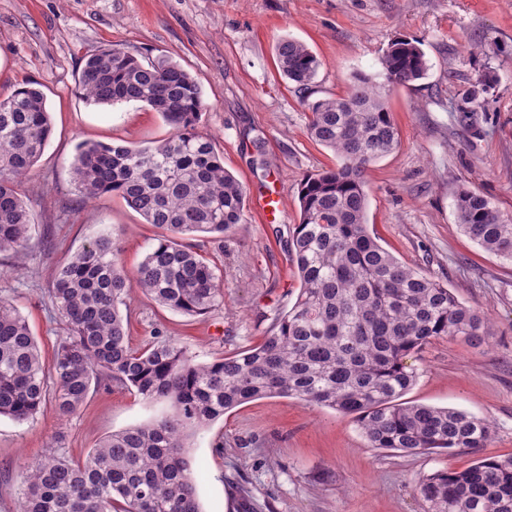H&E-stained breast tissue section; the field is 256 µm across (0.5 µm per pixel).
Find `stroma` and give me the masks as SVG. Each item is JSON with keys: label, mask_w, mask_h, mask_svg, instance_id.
Segmentation results:
<instances>
[{"label": "stroma", "mask_w": 512, "mask_h": 512, "mask_svg": "<svg viewBox=\"0 0 512 512\" xmlns=\"http://www.w3.org/2000/svg\"><path fill=\"white\" fill-rule=\"evenodd\" d=\"M289 36L320 61L302 89L277 70L274 45ZM419 44L429 70L387 97L400 143L366 174L368 224L379 244L440 281L491 324L482 343L440 338L412 353L409 401L489 420L487 447L409 454L369 447L356 421L288 397L226 411L190 440L202 512H426L416 484L484 457L512 455V263L460 230L463 188L512 217V0H0V93L31 86L46 98L53 134L24 190L33 216L22 270L0 256V297L11 298L51 356L63 331L48 296V272L103 231L135 268L159 230L119 196L83 200L71 166L82 142L147 146L172 129L145 104L86 102L78 78L87 56L118 44L141 62L169 58L198 82L206 104L197 128L213 138L246 190V221L223 240L192 246L217 258L224 304L187 316L143 294L127 302L130 344L153 331L186 341L196 361L262 342L300 292L288 238L300 221L302 179L335 167L307 132L309 102L345 94L356 74L379 76L389 44ZM489 79L481 106L463 93ZM274 194L268 220L255 196ZM164 405L120 385L92 389L71 417L45 405L30 422L0 417V512H17L23 473L46 448L82 459L104 437L161 416Z\"/></svg>", "instance_id": "stroma-1"}]
</instances>
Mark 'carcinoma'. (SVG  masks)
<instances>
[{
  "label": "carcinoma",
  "instance_id": "obj_1",
  "mask_svg": "<svg viewBox=\"0 0 512 512\" xmlns=\"http://www.w3.org/2000/svg\"><path fill=\"white\" fill-rule=\"evenodd\" d=\"M274 53L284 78L300 87L313 83L320 61L305 43L280 38ZM382 65L384 81L358 74L345 95L308 104V135L337 165L300 183V223L288 241L301 284L294 306L275 318L259 345L197 363L187 346L157 333L131 347L121 306L135 292L189 316L224 304L215 267L185 239L209 233L222 240L244 223L243 184L224 169L214 141L196 130L202 91L179 63L143 64L117 45L86 59L79 77L86 101L144 103L173 132L144 147L79 144L75 190L85 199L115 193L162 233L132 272L118 261L109 233L51 270L49 297L65 337L49 362L18 307L0 297V416L28 421L48 402L71 416L104 382L171 412L102 438L82 460L46 449L22 476L19 512H201L188 440L224 412L264 396L352 415L377 449L422 454L482 448L491 439L487 420L401 401L416 380L405 363L410 354L443 337L479 343L490 323L447 286L399 262L368 229L364 173L399 140L386 96L427 72L423 50L403 38L391 43ZM51 130L40 90L0 95V253L18 262L31 229L23 179ZM455 208L467 237L512 261V217L469 189L458 193ZM419 492L428 512H512V456L435 472L419 482Z\"/></svg>",
  "mask_w": 512,
  "mask_h": 512
}]
</instances>
